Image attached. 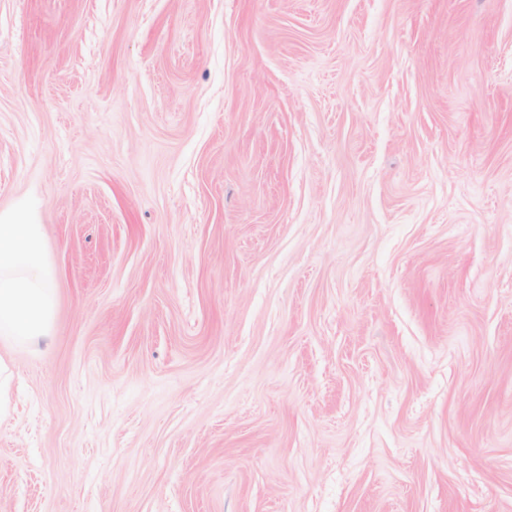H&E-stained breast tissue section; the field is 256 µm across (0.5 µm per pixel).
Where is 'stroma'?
I'll use <instances>...</instances> for the list:
<instances>
[{
  "label": "stroma",
  "mask_w": 512,
  "mask_h": 512,
  "mask_svg": "<svg viewBox=\"0 0 512 512\" xmlns=\"http://www.w3.org/2000/svg\"><path fill=\"white\" fill-rule=\"evenodd\" d=\"M23 200L0 512H512V0H0ZM44 232L32 207L0 211V419L9 402V352L50 336L56 296Z\"/></svg>",
  "instance_id": "1"
}]
</instances>
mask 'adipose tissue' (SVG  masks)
Returning a JSON list of instances; mask_svg holds the SVG:
<instances>
[{
    "instance_id": "obj_1",
    "label": "adipose tissue",
    "mask_w": 512,
    "mask_h": 512,
    "mask_svg": "<svg viewBox=\"0 0 512 512\" xmlns=\"http://www.w3.org/2000/svg\"><path fill=\"white\" fill-rule=\"evenodd\" d=\"M44 232L32 207L0 211V416L9 402L10 351L49 336L56 296Z\"/></svg>"
}]
</instances>
